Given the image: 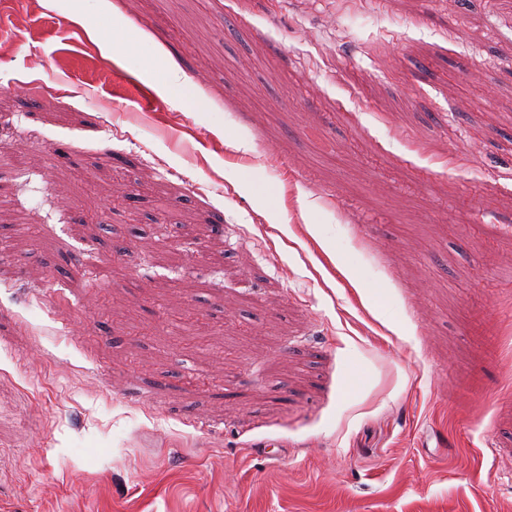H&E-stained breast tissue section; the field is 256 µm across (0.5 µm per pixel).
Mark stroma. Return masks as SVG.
Returning <instances> with one entry per match:
<instances>
[{"label": "stroma", "mask_w": 512, "mask_h": 512, "mask_svg": "<svg viewBox=\"0 0 512 512\" xmlns=\"http://www.w3.org/2000/svg\"><path fill=\"white\" fill-rule=\"evenodd\" d=\"M19 10L0 512H512V13ZM217 222L232 276L198 249Z\"/></svg>", "instance_id": "1"}]
</instances>
